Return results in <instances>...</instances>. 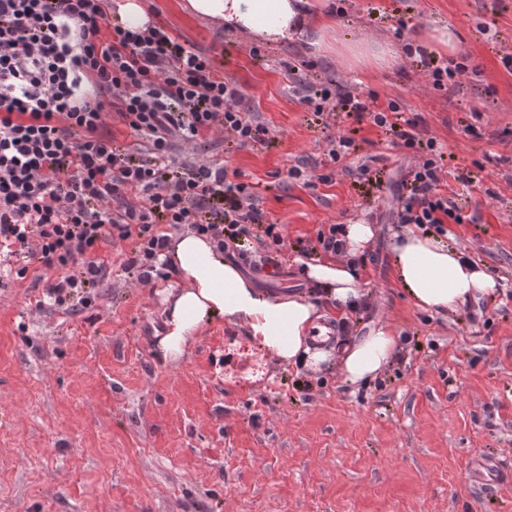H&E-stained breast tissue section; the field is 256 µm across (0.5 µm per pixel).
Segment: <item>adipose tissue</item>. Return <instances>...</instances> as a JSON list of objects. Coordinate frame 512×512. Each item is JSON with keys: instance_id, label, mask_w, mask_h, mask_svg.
Here are the masks:
<instances>
[{"instance_id": "obj_1", "label": "adipose tissue", "mask_w": 512, "mask_h": 512, "mask_svg": "<svg viewBox=\"0 0 512 512\" xmlns=\"http://www.w3.org/2000/svg\"><path fill=\"white\" fill-rule=\"evenodd\" d=\"M184 8L253 43L303 37L319 53L328 50L325 36L335 25L327 0H186ZM313 16L319 23L311 29L307 21ZM373 237L372 225H347L345 257L307 262L308 279L324 288L314 300L259 290L204 236L192 233L174 239L166 255L186 286L167 308L160 352L180 358L202 324L223 317L245 324L249 335L279 362L317 369L332 360L345 382L371 381L398 352L399 341L391 330L382 326L330 349L315 346L313 334L327 317L354 312L363 300L355 260ZM392 252L399 286L421 309L454 313L497 289L490 274L437 235L405 228L396 235Z\"/></svg>"}]
</instances>
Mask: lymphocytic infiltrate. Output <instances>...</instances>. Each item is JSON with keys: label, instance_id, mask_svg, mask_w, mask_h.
<instances>
[{"label": "lymphocytic infiltrate", "instance_id": "f902f5d3", "mask_svg": "<svg viewBox=\"0 0 512 512\" xmlns=\"http://www.w3.org/2000/svg\"><path fill=\"white\" fill-rule=\"evenodd\" d=\"M106 7L107 0H0V244L63 269L47 289L59 303L98 286L104 266L88 255L104 242L134 240L128 264L150 278L170 227L189 226L221 250L256 239L261 265L273 264L282 229L265 223L249 185L206 165L184 177L169 163L172 137L191 144L221 130L245 146L264 141L267 128L246 117L237 88L167 26H113ZM302 102L369 117L397 130L404 147L424 148V161L401 181L409 195L399 223L441 235L463 223L455 201L435 191V140L420 139L411 120L397 128L398 104L380 108L325 88ZM112 110L151 140V159L134 160L115 144L105 122ZM132 192L138 202L129 201Z\"/></svg>", "mask_w": 512, "mask_h": 512}]
</instances>
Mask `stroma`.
Instances as JSON below:
<instances>
[{
  "instance_id": "35a3bbf8",
  "label": "stroma",
  "mask_w": 512,
  "mask_h": 512,
  "mask_svg": "<svg viewBox=\"0 0 512 512\" xmlns=\"http://www.w3.org/2000/svg\"><path fill=\"white\" fill-rule=\"evenodd\" d=\"M146 3L269 130L248 146L217 131L192 150L173 143L179 161L237 174L282 225L281 276L246 263L244 275L270 294L317 296L297 240L324 224L373 225L365 304L347 331L389 326L401 350L365 386L270 358L265 385L244 390L224 375L226 336L252 347L243 323L204 325L178 360L158 354L184 282L161 262L138 282L126 268L132 241L93 254L105 275L86 305L47 299L61 270L0 253V512H512V0H341L324 56L302 42L253 48L184 0ZM441 23L460 39L448 63L464 68L444 92L419 58L373 70L338 50L350 38L404 46ZM303 85L394 101L417 120L442 155L439 191L465 217L449 242L494 276L496 295L454 314L403 296L394 197L420 156L369 118L305 106ZM339 137L354 144L334 160ZM363 164L382 188L357 176ZM477 457L491 463L480 482L469 475Z\"/></svg>"
}]
</instances>
